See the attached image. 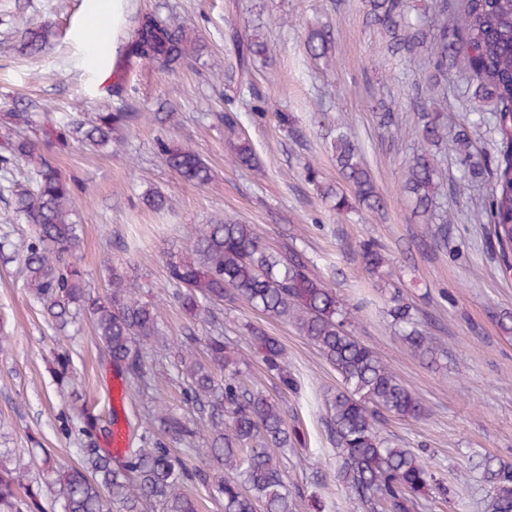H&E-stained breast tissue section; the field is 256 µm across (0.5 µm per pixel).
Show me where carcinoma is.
I'll use <instances>...</instances> for the list:
<instances>
[{
    "label": "carcinoma",
    "mask_w": 512,
    "mask_h": 512,
    "mask_svg": "<svg viewBox=\"0 0 512 512\" xmlns=\"http://www.w3.org/2000/svg\"><path fill=\"white\" fill-rule=\"evenodd\" d=\"M367 23L388 35L401 66L412 61L419 47L429 50L430 81L448 85V72L467 74L466 91L477 106L465 121L448 128L438 112L418 110L417 149L407 166L403 190L414 213L422 217L425 233L436 245L448 248V216L437 210L436 155L430 147L444 144L459 161L461 174L450 192L462 195L475 186L482 172L475 159V137H498L493 184L477 212L478 221L492 225L495 244L504 265L512 252V0H465L455 23L429 24L412 16L409 0H364ZM241 71L248 72L266 45L256 35L234 37ZM307 53L329 59L332 41L322 28L309 30ZM205 42L195 30L141 12L135 18L121 57L113 60L106 49L98 51L94 65L109 70L116 79L100 87L111 97L126 92L122 64L157 65L169 71L192 65L203 55ZM141 118L131 108L97 112L77 119L29 101L5 112L8 136L0 145V171L20 164L32 166L33 186L15 184L10 189L15 212L33 228V236L20 258L29 293L56 333L67 335L82 316L90 321L98 344L121 373L123 390L135 387L148 395L153 389L160 347L170 346L155 307L134 297L137 281L127 268H109L107 289L88 288L76 252L79 238L70 216L75 183L62 176L53 151L63 152L81 143L94 148L112 146L114 135ZM224 136L234 162L253 175L265 169L246 136L239 113L220 115ZM336 165L359 205L377 210L383 197L364 162L358 145L339 133L331 143ZM158 153L167 167L184 182L204 187L211 169L189 145L157 140ZM191 256L166 260L172 285L170 302L197 320L224 302L242 301L260 314L289 322L319 350L334 368L342 387L328 400L327 428L336 445L340 466L338 481L364 512H415L416 496L433 490L448 495V486L409 448H400L382 434L390 417L418 419L424 409L415 393L388 363L356 335L360 307L337 294L324 278L313 273L307 255L293 245L281 251L268 248L250 224L215 221L199 224L188 235ZM365 269L384 281L391 264L383 250L365 244L360 251ZM387 315L402 327V340L423 359L436 362L444 355L437 337L415 327L414 307L402 288H390ZM258 354L282 388L298 383L288 368L281 343L258 327L250 329ZM206 348L198 357L197 344ZM241 359L226 352L219 330L202 338L189 337L175 348L174 367L186 385L185 399L198 413L186 415L167 404L151 400L150 428L139 438L140 447L114 453L100 445V437L114 435L115 420L100 424L72 394V413L61 417L60 429H78V462L51 467L47 492L61 512H197L185 493L191 482L214 483L224 499V512H300L301 504L288 492L278 451L302 444L298 431H289L280 403L261 390L240 381ZM60 383L73 382L70 360H55ZM203 440L208 458L189 467L173 455L170 444L192 446ZM487 490L486 512H512V466L493 458L480 463ZM25 489L24 495L17 489ZM42 486L29 479L24 458L10 448L0 450V512H45Z\"/></svg>",
    "instance_id": "obj_1"
}]
</instances>
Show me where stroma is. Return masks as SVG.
<instances>
[{
	"instance_id": "obj_1",
	"label": "stroma",
	"mask_w": 512,
	"mask_h": 512,
	"mask_svg": "<svg viewBox=\"0 0 512 512\" xmlns=\"http://www.w3.org/2000/svg\"><path fill=\"white\" fill-rule=\"evenodd\" d=\"M90 0H0V103L32 100L67 114L100 112L120 104L141 112L138 124L114 139L108 151L75 147L59 154L61 171L81 187L72 219L81 237L78 255L95 291L107 283V265L139 268V297L154 304L166 335H205L209 324L190 320L166 301L170 288L165 263L184 252L198 224L231 218L253 225L270 248L296 241L316 274L337 293L361 303L358 337L386 361L420 398V419L389 418L383 433L437 468L448 483L447 497L423 499L421 512H483L486 484L475 462L493 456L512 464V337L504 336L494 313H512V275H504L488 246L486 225L473 214L490 186L471 195H452L459 175L455 155L439 152L438 205L447 211L452 233L447 249L422 236L421 226L400 187L413 157L410 136L417 104L438 111L449 124L461 122L472 102L465 80L449 74L447 91L428 82L426 52L415 63L396 66L388 39L367 25L362 0H123L108 24L110 51H118L137 13L197 29L207 50L193 66L167 74L136 67L126 99L97 92L90 70L74 67L86 54ZM323 27L334 41L333 60L310 57L309 29ZM40 29L46 45L37 55L22 53L26 30ZM259 33L267 59L241 74L230 31ZM255 85L272 114L249 120L248 85ZM244 113V127L267 176L255 181L234 163L218 112ZM390 108L396 127H382ZM294 116L293 130L280 127L275 112ZM344 129L364 148L365 161L384 197L381 211H336L317 184L341 177L330 143ZM167 135L193 146L212 169L204 187L184 183L157 153L156 139ZM168 198L164 211L151 210L144 197L153 190ZM381 246L392 261L411 303L427 316L422 328L448 350L446 364L433 367L415 355L391 328L386 295L360 262L365 242ZM220 319L230 351L246 360L243 381L277 399L289 428L304 442L282 461L288 488L305 512H362L336 479L338 459L326 427L327 401L341 382L317 348L284 321L267 319L242 302L225 304ZM261 326L284 346L299 391L281 388L261 362L247 325ZM0 448L23 453L43 448L58 465L76 461L74 437L58 429L70 405L71 389L52 373L54 356L66 351L89 406L100 417L116 413L126 437L146 424L149 400L134 395L121 404L122 382L99 347L92 326L81 322L74 336H59L45 323L28 292L19 260L0 258Z\"/></svg>"
}]
</instances>
